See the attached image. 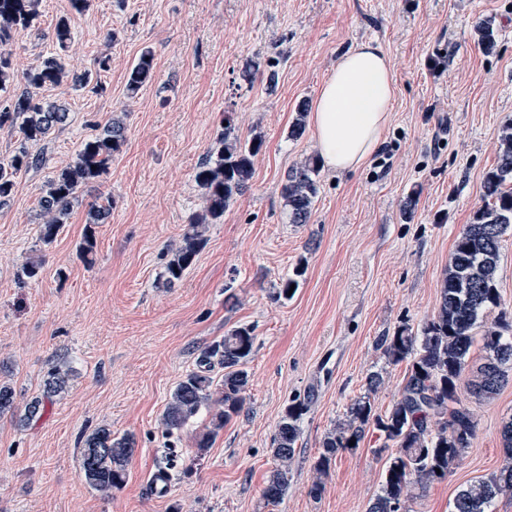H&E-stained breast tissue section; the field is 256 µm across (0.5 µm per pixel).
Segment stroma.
I'll list each match as a JSON object with an SVG mask.
<instances>
[{
  "instance_id": "obj_1",
  "label": "stroma",
  "mask_w": 512,
  "mask_h": 512,
  "mask_svg": "<svg viewBox=\"0 0 512 512\" xmlns=\"http://www.w3.org/2000/svg\"><path fill=\"white\" fill-rule=\"evenodd\" d=\"M39 11L36 30L8 47L19 74L57 53L53 32L63 16L72 69L99 72L105 54L111 68L99 72L97 92L39 90L65 103L69 122L38 145L41 166L19 174L0 206V382L26 401L41 395L59 362L74 370L30 424L0 416V512H366L386 462L378 433L337 454L317 495L313 464L354 400L369 396L381 414L398 398L407 365L390 363L378 341L401 325L417 329L432 313L454 242L485 203L494 141L512 120V0H90L80 14L69 0H41ZM483 19L496 35L489 51L474 29ZM367 40L396 68L393 121L364 167L321 170L309 222L289 223L281 185L316 152L311 128L288 135L297 106L314 104L339 53ZM146 50L154 77L128 97V72ZM228 116L241 137L264 140L254 177L207 225L183 279L164 287L171 251L202 208L195 171ZM115 118L126 126L122 151L44 244L47 182ZM105 196L109 221L90 224ZM89 233L87 263L79 250ZM30 261L42 265L38 278L22 274ZM298 266L293 297L274 300V286ZM241 324L255 335L241 412L206 448L197 440L208 412L168 434L161 418L172 390L202 348ZM376 371L385 382L370 394L366 378ZM298 397L309 405L292 479L267 508L272 440ZM473 409L471 448L444 480L416 491L407 512H449L460 486L501 466L512 378ZM101 426L136 441L124 487L108 494L85 482L80 465V434ZM168 457L176 475L165 496H152L146 476Z\"/></svg>"
}]
</instances>
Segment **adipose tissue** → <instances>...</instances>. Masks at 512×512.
<instances>
[{"instance_id": "obj_1", "label": "adipose tissue", "mask_w": 512, "mask_h": 512, "mask_svg": "<svg viewBox=\"0 0 512 512\" xmlns=\"http://www.w3.org/2000/svg\"><path fill=\"white\" fill-rule=\"evenodd\" d=\"M396 96L395 65L375 41L343 51L309 114L323 165L344 173L362 167L381 147Z\"/></svg>"}]
</instances>
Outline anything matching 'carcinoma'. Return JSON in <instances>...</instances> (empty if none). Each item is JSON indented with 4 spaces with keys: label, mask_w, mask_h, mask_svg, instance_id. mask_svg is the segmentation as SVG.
I'll list each match as a JSON object with an SVG mask.
<instances>
[{
    "label": "carcinoma",
    "mask_w": 512,
    "mask_h": 512,
    "mask_svg": "<svg viewBox=\"0 0 512 512\" xmlns=\"http://www.w3.org/2000/svg\"><path fill=\"white\" fill-rule=\"evenodd\" d=\"M40 0H0V92L12 86L14 69L7 47L14 36L35 27ZM55 41L65 50L71 40L69 21L57 20ZM154 57L141 53L129 72L126 88L134 97L153 78ZM27 90L11 103L0 105V128L16 127L21 145L10 159L0 163V204L12 196L17 175L38 167L42 156L29 151L27 144H38L65 126L68 109L56 102L42 103L32 91L72 83L88 86L89 72L68 69L65 57L43 59L24 73ZM220 134L217 147L210 150L196 169L194 180L202 192L203 209L195 214L183 235L182 244L173 250L166 264L164 281L174 286L194 263L204 243L203 229L215 224L250 187L254 158L263 140L256 134L243 140L236 132L231 116ZM126 127L117 119L82 141L74 161L47 184L39 200L40 240L52 243L66 223L78 192L107 173L112 158L122 151ZM496 165L483 180L485 205L476 211L471 223L456 238L445 277L440 287L439 304L421 324L418 333L402 325L393 335L384 336L380 345L392 363H408V375L398 399L383 414L373 412L369 393L384 382L374 372L367 377V393L349 407L346 420L325 435L322 450L313 464L314 492L323 488L332 461L340 451L356 449L372 430L384 439V448H392L386 459L380 489L367 512H405V503L413 489H424L448 476L471 447L476 433L473 409L463 402L458 382L475 339L481 340L483 362L469 381L466 392L477 399H490L506 381V368L512 367V337L502 330L512 327V316L502 309L497 286V265L503 236L512 228V121L499 129L494 144ZM318 159L307 157L288 169L281 196L288 207L291 224L308 223L319 192ZM499 310L494 323H483L484 315ZM483 329L476 336L477 329ZM254 346L253 329L238 325L227 330L224 338L203 348L197 369L189 372L171 392L162 417V425L172 434L181 430L199 411L214 406L208 429L199 436L198 447H208L213 437L239 414L244 405L250 375L245 369ZM224 367V377L216 379L215 366ZM70 377L67 364L54 366L44 380L42 397L24 404L17 401L16 390L0 383V416L9 414L21 425L36 418L43 400L64 392ZM308 400L295 399L281 417L273 440L275 468L263 490L266 504L281 500L288 491L292 464L300 439V421ZM501 436L506 463L490 477L461 486L450 512H489L496 497L512 491V416L503 421ZM135 453L131 435L116 436L102 426L81 439V469L86 482L102 493L121 489L127 479V466Z\"/></svg>",
    "instance_id": "cac0c4a2"
}]
</instances>
